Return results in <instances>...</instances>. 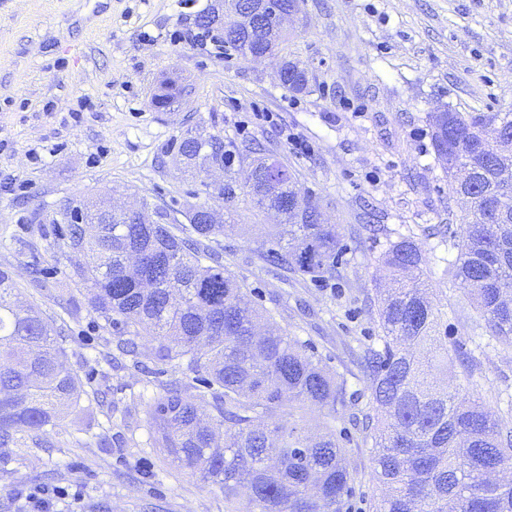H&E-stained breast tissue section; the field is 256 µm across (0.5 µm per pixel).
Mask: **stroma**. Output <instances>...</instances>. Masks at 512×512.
I'll list each match as a JSON object with an SVG mask.
<instances>
[{
  "mask_svg": "<svg viewBox=\"0 0 512 512\" xmlns=\"http://www.w3.org/2000/svg\"><path fill=\"white\" fill-rule=\"evenodd\" d=\"M219 0H0V269L63 336L64 361L103 403L82 400L43 448L0 461V512H224V493L166 464L148 433L166 381L202 395L192 372L172 371L140 341L142 366L106 364L124 336L92 309L73 275L79 258L54 218L68 199H148L180 217L206 202L198 179L171 156L196 126L236 147L258 144L293 169L339 225L343 253L317 281L288 275L261 255L260 225L275 215L240 205L234 227L212 240L225 267L270 312L276 326L346 373L360 407L370 404L354 364L379 329L377 257L413 236L428 258L449 341L471 353L465 395L512 418V348L497 343L446 271L447 244L434 224H460V205L435 158L428 116L512 110V0H303L278 54L219 53L194 40L200 14ZM308 72L284 87L283 62ZM185 88L178 111L154 95ZM259 112L272 122L256 120ZM355 473L348 512H374L379 490L370 447L348 417ZM49 496L41 508L36 496Z\"/></svg>",
  "mask_w": 512,
  "mask_h": 512,
  "instance_id": "stroma-1",
  "label": "stroma"
}]
</instances>
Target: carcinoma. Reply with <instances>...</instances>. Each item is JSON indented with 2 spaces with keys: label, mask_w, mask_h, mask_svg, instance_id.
Returning a JSON list of instances; mask_svg holds the SVG:
<instances>
[{
  "label": "carcinoma",
  "mask_w": 512,
  "mask_h": 512,
  "mask_svg": "<svg viewBox=\"0 0 512 512\" xmlns=\"http://www.w3.org/2000/svg\"><path fill=\"white\" fill-rule=\"evenodd\" d=\"M271 2L266 25L250 33L212 12L199 25L242 54L267 42L266 29L293 0ZM283 70L285 86L305 87L298 64L289 61ZM429 124L448 192L468 202L462 240L450 224L435 228L457 249L447 272L491 336L512 347V112L446 109L431 113ZM176 148L173 162L196 176L232 159L224 136L204 130ZM254 153H237L244 181L232 174L221 186L203 181L205 193L229 215L247 200L281 216L262 241L264 258L312 280L331 273L342 252L339 226L319 222V203L287 166L277 160L268 168L267 159L249 158ZM267 168L275 179L264 175ZM60 214L66 247L88 257L75 276L92 308L132 333L119 351L137 354L134 338L147 336L158 341L157 358L194 372L210 391L203 405L176 388L156 400L149 426L167 460L219 486L225 512H344L355 476L333 422L354 402L348 380L327 372L296 337L258 330L266 311L207 245L224 232L216 210L193 205L186 222L164 223L146 200L124 213L103 201L71 199ZM377 263L385 283L371 314L380 334L360 360L371 396L362 429L382 489L375 512H512V484L487 480L512 468V425L450 384L454 364L424 279L426 256L405 237ZM55 335L0 270V449L49 444L48 435L87 394L61 360ZM300 410L325 417L317 433L293 421Z\"/></svg>",
  "instance_id": "carcinoma-1"
}]
</instances>
